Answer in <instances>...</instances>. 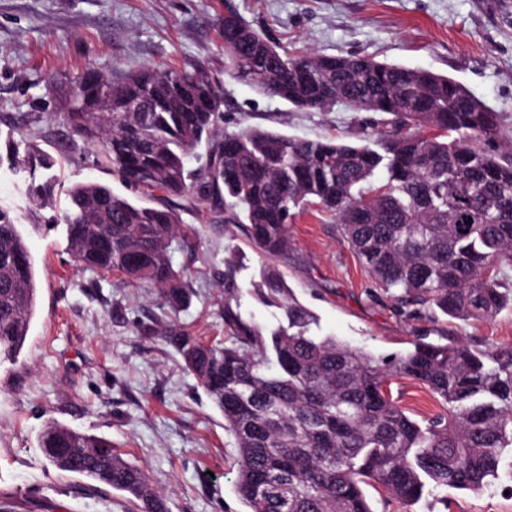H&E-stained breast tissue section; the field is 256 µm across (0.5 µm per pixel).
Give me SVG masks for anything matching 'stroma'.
<instances>
[{
	"label": "stroma",
	"instance_id": "1",
	"mask_svg": "<svg viewBox=\"0 0 512 512\" xmlns=\"http://www.w3.org/2000/svg\"><path fill=\"white\" fill-rule=\"evenodd\" d=\"M291 51L371 56L454 78L504 118L512 136V0H0V152L36 146L55 162L53 204L79 182L122 186L101 143L79 137L58 115L62 86L86 68L121 73L144 66L205 71L224 98L226 131L263 127L300 139L357 142L380 117L338 105L298 110L224 73V16ZM29 177L0 168V208L16 217L35 263L37 309L15 362L0 363V506L11 512H121L115 492L57 470L38 436L56 422L111 442L170 497L172 512H243L236 450L224 418L161 339L172 326L202 342H225L224 259L240 250L235 296L243 319L275 328L282 310L252 286L264 261L241 226L225 230L209 203L161 192L181 219L171 244L175 270L193 295L167 307L157 289L125 284L116 272H86L67 254L64 226L33 222ZM293 249L280 268L318 318L317 332L376 355L409 350L417 336L474 348L512 349V308L463 323L429 317L379 294L336 221L319 210L289 223ZM394 399L417 420L439 409L421 384L394 377ZM374 512H512V456L477 493L436 491L414 504L380 486Z\"/></svg>",
	"mask_w": 512,
	"mask_h": 512
}]
</instances>
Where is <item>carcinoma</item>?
Returning a JSON list of instances; mask_svg holds the SVG:
<instances>
[{
    "label": "carcinoma",
    "mask_w": 512,
    "mask_h": 512,
    "mask_svg": "<svg viewBox=\"0 0 512 512\" xmlns=\"http://www.w3.org/2000/svg\"><path fill=\"white\" fill-rule=\"evenodd\" d=\"M232 78L297 109L345 104L385 114L361 144L301 140L246 127L227 132L220 94L202 71L152 66L120 75L88 69L63 92L73 132L103 145L112 174L132 191L190 196L224 208L267 259L256 292L284 313L267 330L232 301L237 268L224 259V325L207 345L175 329L162 339L215 407L237 449L235 491L245 512H374L364 486L406 503L426 488L478 492L512 448V350L416 339L376 357L312 332L317 317L294 296L277 262L292 248L289 220L315 207L339 224L373 284L405 303L462 321L512 307V144L503 118L455 79L360 55L291 54L245 26L224 37ZM217 139L205 168L186 158ZM29 174L44 208L55 190L49 157L0 155ZM67 251L85 270L117 271L158 288L173 309L190 301L174 269L173 210L143 206L99 182L67 189ZM34 261L15 219L0 209V362L13 360L36 307ZM423 384L442 410L419 422L393 399L389 378ZM38 446L57 469L124 492L140 512H170L147 473L112 443L58 423ZM60 452H55V449Z\"/></svg>",
    "instance_id": "carcinoma-1"
}]
</instances>
